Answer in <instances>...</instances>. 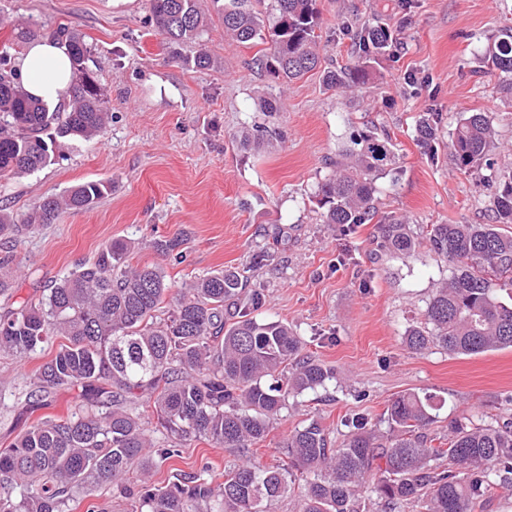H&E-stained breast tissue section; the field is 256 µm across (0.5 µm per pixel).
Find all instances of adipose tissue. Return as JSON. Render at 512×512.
<instances>
[{
	"label": "adipose tissue",
	"mask_w": 512,
	"mask_h": 512,
	"mask_svg": "<svg viewBox=\"0 0 512 512\" xmlns=\"http://www.w3.org/2000/svg\"><path fill=\"white\" fill-rule=\"evenodd\" d=\"M20 74L26 91L47 105L68 101L73 70L65 46L56 40L44 37L27 45Z\"/></svg>",
	"instance_id": "ef3b65f1"
}]
</instances>
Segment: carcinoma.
Returning <instances> with one entry per match:
<instances>
[{"label": "carcinoma", "mask_w": 512, "mask_h": 512, "mask_svg": "<svg viewBox=\"0 0 512 512\" xmlns=\"http://www.w3.org/2000/svg\"><path fill=\"white\" fill-rule=\"evenodd\" d=\"M211 3L233 41L267 45L256 58L259 66L288 81L318 68L316 0ZM150 10L170 46L194 41L208 22L200 0H150ZM56 35L65 40L76 74L64 107L49 110L0 67V177L51 162L47 130L89 140L109 122L84 38L64 26ZM354 40L351 62L323 72L327 88H365L394 34L381 22H364ZM484 64L512 92L511 25L498 29ZM418 135L422 148L436 151L438 115L421 118ZM447 148L457 170L485 171L494 223L433 224L423 242L402 219L379 225L387 252L408 256L424 246L452 266L427 304L424 323L409 327L403 342L415 352L439 347L465 356L512 348V305L498 295H512V172L491 162L499 142L489 113L462 116ZM395 163L388 134L365 124L352 132L318 184L322 223L343 231L371 223L376 181ZM108 190L97 180L47 196L22 225L0 209V236L52 224L67 210L90 209ZM184 246L180 235L151 243L175 259ZM133 250L130 241H111L41 298L0 315V351L26 357L62 339L35 370L18 414L45 405L58 388L76 389L79 398L67 416L41 418L0 448V512H69L76 494L102 486L125 495L133 471L140 485L133 512H271L295 493L298 512H364L369 498L383 512L411 503L423 512H476L497 486H512V419L455 420L447 446H437L428 426L438 406L415 391L391 399L376 422L364 414L344 419L347 432L338 444L319 421L307 419L284 440L288 462H253L249 448L266 438L289 398L325 387L336 372L304 352L288 324L251 316L262 293L239 271L207 274L171 298L163 267L131 265ZM14 277L0 261L1 296L10 294ZM153 420L164 436L162 448L148 428ZM199 440L238 453V461L224 467L223 482H213L208 465L193 472L175 468L163 486L152 481L158 465ZM298 473L304 476L299 492Z\"/></svg>", "instance_id": "cac0c4a2"}]
</instances>
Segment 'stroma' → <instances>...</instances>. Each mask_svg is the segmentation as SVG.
Returning a JSON list of instances; mask_svg holds the SVG:
<instances>
[{"instance_id": "obj_1", "label": "stroma", "mask_w": 512, "mask_h": 512, "mask_svg": "<svg viewBox=\"0 0 512 512\" xmlns=\"http://www.w3.org/2000/svg\"><path fill=\"white\" fill-rule=\"evenodd\" d=\"M317 7L321 67L289 83L257 68V46L232 42L217 19L174 53L149 0H0V53L18 59L28 42L68 27L88 44L112 115L91 140H57L45 167L0 178V204L19 219L42 197L88 181L111 185L90 209L64 212L13 243L0 237V257L13 254L21 268L0 309L39 298L116 239L134 241L131 264L162 266L175 290L218 269L246 270L263 292L253 316L288 323L307 352L336 371L335 382L304 393L274 421L256 448L267 465L282 463L281 444L301 421L317 419L338 438L344 416L379 417L407 390L443 401L431 427L440 436L455 418L512 417L511 348L458 356L437 347L415 353L402 342L407 327L423 322L436 284L450 277L449 263L424 251L375 255L378 224L341 233L322 223L317 203L326 159L368 123L390 135L397 153L376 182L380 216L406 218L417 234L430 224L491 223L480 172L424 154L415 127L423 114L439 113L444 137L463 113H490L502 160L512 163V96L478 71L488 37L512 19V0H317ZM373 18L398 36L376 79L355 93L327 89L324 71L344 66L353 50L349 23ZM202 52L210 65L194 67ZM267 103L273 112H264ZM259 124L279 137L242 145L241 135ZM180 232L188 237L182 259L153 250V239ZM51 356L0 352V448L28 428L14 405ZM231 460L195 441L155 480L207 464L220 482Z\"/></svg>"}]
</instances>
